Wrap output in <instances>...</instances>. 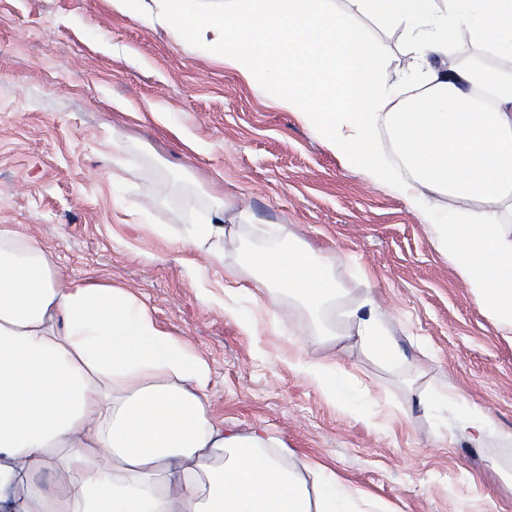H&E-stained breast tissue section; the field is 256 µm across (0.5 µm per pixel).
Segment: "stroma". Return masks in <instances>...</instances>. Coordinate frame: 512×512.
<instances>
[{"label": "stroma", "instance_id": "35a3bbf8", "mask_svg": "<svg viewBox=\"0 0 512 512\" xmlns=\"http://www.w3.org/2000/svg\"><path fill=\"white\" fill-rule=\"evenodd\" d=\"M356 31L391 76L413 52L362 14ZM121 153H113V140ZM243 210L222 263L181 246L216 199ZM40 242L67 281L122 288L209 366V416L269 429L292 464L336 473L382 512H512V343L503 339L404 200L345 169L292 112L220 60L112 0H0V225ZM279 225L283 247L333 254L341 295L374 296L400 351L381 363L339 349L357 377L334 403L287 357L330 349L306 307L275 290L279 327L243 330L251 253ZM455 394L428 414L419 399ZM491 418L482 446L457 430L464 404Z\"/></svg>", "mask_w": 512, "mask_h": 512}]
</instances>
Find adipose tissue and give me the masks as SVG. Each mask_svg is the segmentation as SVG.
I'll return each mask as SVG.
<instances>
[{
    "label": "adipose tissue",
    "mask_w": 512,
    "mask_h": 512,
    "mask_svg": "<svg viewBox=\"0 0 512 512\" xmlns=\"http://www.w3.org/2000/svg\"><path fill=\"white\" fill-rule=\"evenodd\" d=\"M402 29L420 55L392 80L336 0H112L223 59L266 100L295 112L348 170L402 197L503 337L512 336V66L448 65L450 34L512 63V0H351ZM228 206L188 228L212 261L233 241ZM265 279L251 315L278 318V283L313 308L340 289L333 256L301 249L250 257ZM374 298L346 313L355 340L383 362L398 352ZM328 399L351 375L335 357L289 356ZM209 367L120 288L61 284L49 256L0 226V512H359L360 496L312 462L296 467L266 429L214 423ZM49 473L51 487L36 475Z\"/></svg>",
    "instance_id": "obj_1"
}]
</instances>
